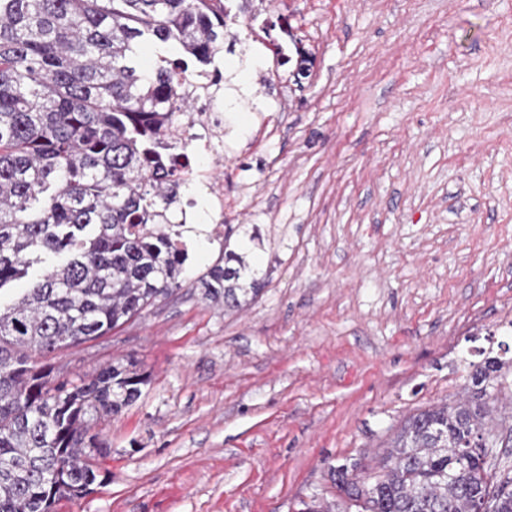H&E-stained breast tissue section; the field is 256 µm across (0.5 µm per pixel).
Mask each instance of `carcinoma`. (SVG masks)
Instances as JSON below:
<instances>
[{"mask_svg": "<svg viewBox=\"0 0 512 512\" xmlns=\"http://www.w3.org/2000/svg\"><path fill=\"white\" fill-rule=\"evenodd\" d=\"M233 0H0V290L41 264L0 305V512H51L96 482L105 445L93 424L141 395L147 376L116 362L79 382L45 359L109 334L186 282L156 218L177 160L161 130L175 121L176 71L233 51ZM178 47L143 73V45ZM224 233V265L199 278L227 310L253 300L246 255ZM506 362L471 364L469 396L410 416L374 475L331 468L357 512H512V480L494 481L484 432L488 388ZM301 512H336L313 497Z\"/></svg>", "mask_w": 512, "mask_h": 512, "instance_id": "cac0c4a2", "label": "carcinoma"}]
</instances>
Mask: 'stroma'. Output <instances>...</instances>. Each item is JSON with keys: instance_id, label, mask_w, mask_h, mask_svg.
Here are the masks:
<instances>
[{"instance_id": "obj_1", "label": "stroma", "mask_w": 512, "mask_h": 512, "mask_svg": "<svg viewBox=\"0 0 512 512\" xmlns=\"http://www.w3.org/2000/svg\"><path fill=\"white\" fill-rule=\"evenodd\" d=\"M230 31L248 87L211 166L263 288L225 310L197 242L186 288L53 354L63 380H149L95 425L93 492L51 512H298L486 355L512 426V0H253ZM277 45L308 76L264 84Z\"/></svg>"}]
</instances>
